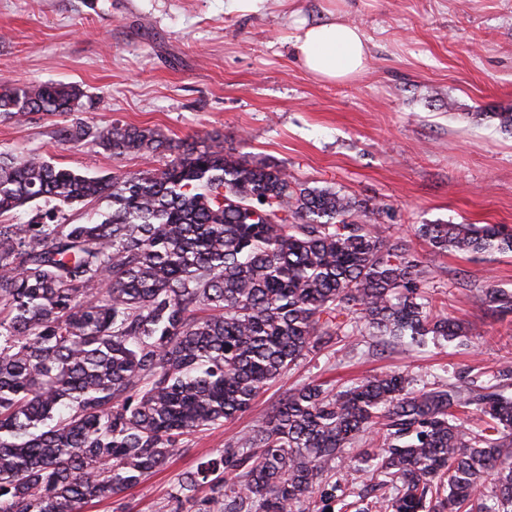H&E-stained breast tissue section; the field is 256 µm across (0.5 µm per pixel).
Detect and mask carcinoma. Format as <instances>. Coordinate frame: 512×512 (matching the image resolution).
Wrapping results in <instances>:
<instances>
[{"label":"carcinoma","instance_id":"cac0c4a2","mask_svg":"<svg viewBox=\"0 0 512 512\" xmlns=\"http://www.w3.org/2000/svg\"><path fill=\"white\" fill-rule=\"evenodd\" d=\"M72 84L0 86V116H66ZM512 134V112H478ZM63 140L114 157L166 152L160 169L95 176L39 154L0 155V512H83L137 485L182 437L247 411L266 386L338 336L454 342L406 243L374 209L286 168L156 129L77 121ZM43 203L26 224L14 214ZM107 202L83 224L75 206ZM438 252L512 251L499 224H421ZM493 312L512 291L489 288ZM349 321L339 322L342 312ZM475 405L483 428L457 416ZM354 461L385 490L366 509L512 512V394L501 381L416 390L404 373L339 390H288L249 434L181 477L197 512H328L327 481ZM204 497H197L201 489Z\"/></svg>","mask_w":512,"mask_h":512}]
</instances>
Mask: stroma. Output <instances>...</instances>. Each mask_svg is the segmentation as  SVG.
<instances>
[{"mask_svg": "<svg viewBox=\"0 0 512 512\" xmlns=\"http://www.w3.org/2000/svg\"><path fill=\"white\" fill-rule=\"evenodd\" d=\"M295 9L344 12L367 39L368 69L342 83L306 73L289 44ZM55 82L80 87L76 111L0 117V152L109 175L167 158H116L61 140L59 129L84 121L219 136L227 152L377 207V223L419 260L436 310L468 328L462 342L421 349L360 336L354 352L309 353L246 412L188 436L164 468L84 512H173L183 473L309 381L406 371L419 390L512 370V315L484 302L486 289L512 290V252L438 253L414 233L418 224L512 228V135L490 118L512 112V0H265L256 13L228 0H0V84Z\"/></svg>", "mask_w": 512, "mask_h": 512, "instance_id": "obj_1", "label": "stroma"}]
</instances>
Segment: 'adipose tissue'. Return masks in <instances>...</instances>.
Here are the masks:
<instances>
[{"label":"adipose tissue","instance_id":"obj_1","mask_svg":"<svg viewBox=\"0 0 512 512\" xmlns=\"http://www.w3.org/2000/svg\"><path fill=\"white\" fill-rule=\"evenodd\" d=\"M295 30V58L314 78L344 82L367 70L369 53L366 38L344 16L326 10L311 19H297Z\"/></svg>","mask_w":512,"mask_h":512}]
</instances>
